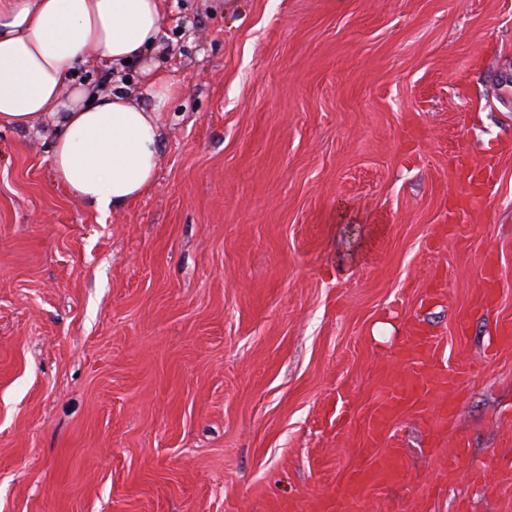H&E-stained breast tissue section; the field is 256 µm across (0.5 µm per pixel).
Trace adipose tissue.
<instances>
[{
	"mask_svg": "<svg viewBox=\"0 0 512 512\" xmlns=\"http://www.w3.org/2000/svg\"><path fill=\"white\" fill-rule=\"evenodd\" d=\"M162 35L161 0H0V128L57 115L52 160L60 180L98 208L124 207L154 182L157 114L119 86L89 94L72 73L93 54L117 69L140 60L153 96L166 102L175 85L156 76L147 57Z\"/></svg>",
	"mask_w": 512,
	"mask_h": 512,
	"instance_id": "ef3b65f1",
	"label": "adipose tissue"
}]
</instances>
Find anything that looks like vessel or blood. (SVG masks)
Instances as JSON below:
<instances>
[{
	"mask_svg": "<svg viewBox=\"0 0 512 512\" xmlns=\"http://www.w3.org/2000/svg\"><path fill=\"white\" fill-rule=\"evenodd\" d=\"M498 297V272L494 254L483 265L479 299L489 306ZM435 338L423 328H415L398 351L401 367L387 373V386L367 418L363 433V453L332 491L315 504L316 512H357L370 492L403 480L402 450L392 431L404 409L419 401L439 399L436 420L447 423L454 407L447 396L461 382L463 370L448 371L434 360Z\"/></svg>",
	"mask_w": 512,
	"mask_h": 512,
	"instance_id": "obj_1",
	"label": "vessel or blood"
}]
</instances>
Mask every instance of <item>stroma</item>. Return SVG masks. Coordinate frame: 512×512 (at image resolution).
Instances as JSON below:
<instances>
[{
    "label": "stroma",
    "instance_id": "obj_1",
    "mask_svg": "<svg viewBox=\"0 0 512 512\" xmlns=\"http://www.w3.org/2000/svg\"><path fill=\"white\" fill-rule=\"evenodd\" d=\"M144 195L99 209L53 116L0 128V512H310L412 325L474 375L364 512H512V0H163ZM493 155L463 203L456 155ZM499 295L479 303L482 261ZM158 67V63L150 59L146 62L141 70L143 75L147 76L148 86L153 96L158 100L159 103H165L166 100L174 93L175 84L173 81L160 76H156L154 71Z\"/></svg>",
    "mask_w": 512,
    "mask_h": 512
}]
</instances>
